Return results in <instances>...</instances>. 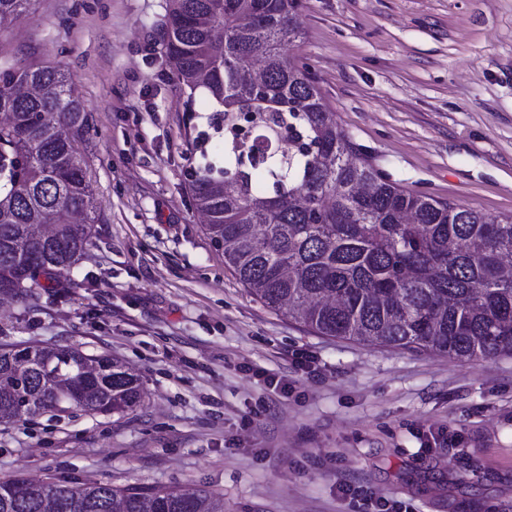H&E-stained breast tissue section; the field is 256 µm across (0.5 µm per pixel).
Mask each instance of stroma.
Here are the masks:
<instances>
[{
  "instance_id": "35a3bbf8",
  "label": "stroma",
  "mask_w": 512,
  "mask_h": 512,
  "mask_svg": "<svg viewBox=\"0 0 512 512\" xmlns=\"http://www.w3.org/2000/svg\"><path fill=\"white\" fill-rule=\"evenodd\" d=\"M167 0H37L0 69L70 71L99 222L73 280L0 303V347L121 360L143 403L0 423V478L224 495V512H512V356L460 361L317 336L254 301L192 205L215 107L165 68ZM299 51L340 127L399 185L512 215V0H301ZM314 357L303 372L294 352ZM293 385L269 394L247 369ZM444 441L428 445L431 435Z\"/></svg>"
}]
</instances>
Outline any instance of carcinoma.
<instances>
[{
	"mask_svg": "<svg viewBox=\"0 0 512 512\" xmlns=\"http://www.w3.org/2000/svg\"><path fill=\"white\" fill-rule=\"evenodd\" d=\"M36 0H0V20ZM300 0H168L166 63L180 89L253 106L252 142L224 145V167L192 176L205 234L249 295L319 336L512 356V216L407 190L361 158L306 63ZM262 77L266 93L253 85ZM286 126L296 149L283 151ZM90 130L73 75L16 64L0 72V295L25 301L40 278H69L92 244L96 206L75 143ZM140 377L107 355L0 348V423L45 411L123 413ZM0 512H224V496L94 480L0 479Z\"/></svg>",
	"mask_w": 512,
	"mask_h": 512,
	"instance_id": "1",
	"label": "carcinoma"
}]
</instances>
